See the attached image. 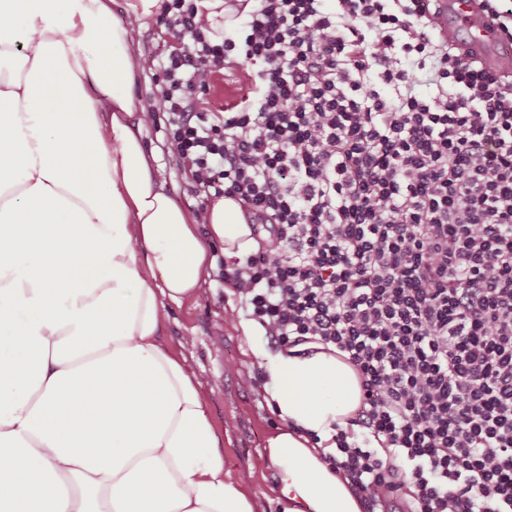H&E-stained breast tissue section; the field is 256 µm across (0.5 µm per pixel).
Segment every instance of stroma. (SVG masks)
Instances as JSON below:
<instances>
[{"label":"stroma","instance_id":"stroma-1","mask_svg":"<svg viewBox=\"0 0 512 512\" xmlns=\"http://www.w3.org/2000/svg\"><path fill=\"white\" fill-rule=\"evenodd\" d=\"M180 46L156 17H149L135 32L134 48L144 65L133 92L145 109L157 108L162 86L160 64ZM248 65L229 56L218 79L196 104L203 112H220L234 103L248 79ZM142 140L155 157L156 179L175 203L190 211L202 207V199L188 188V181L167 149L165 118L146 124ZM163 337L171 346H182L188 363L201 375L210 416L224 458V471L252 495L259 512H286L288 504L274 491L275 469L261 457L267 439L280 425L269 407L268 377L250 354L239 323L244 311L238 299L218 283L208 284L195 297L169 306ZM193 342L182 345L183 337Z\"/></svg>","mask_w":512,"mask_h":512}]
</instances>
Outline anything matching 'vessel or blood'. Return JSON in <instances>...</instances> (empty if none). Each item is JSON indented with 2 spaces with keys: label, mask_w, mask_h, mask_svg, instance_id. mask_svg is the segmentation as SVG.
<instances>
[{
  "label": "vessel or blood",
  "mask_w": 512,
  "mask_h": 512,
  "mask_svg": "<svg viewBox=\"0 0 512 512\" xmlns=\"http://www.w3.org/2000/svg\"><path fill=\"white\" fill-rule=\"evenodd\" d=\"M482 0H431L429 25L445 45L456 48L485 70L512 76V40L486 21Z\"/></svg>",
  "instance_id": "1"
}]
</instances>
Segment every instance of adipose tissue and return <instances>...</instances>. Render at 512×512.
Segmentation results:
<instances>
[{
	"label": "adipose tissue",
	"instance_id": "obj_1",
	"mask_svg": "<svg viewBox=\"0 0 512 512\" xmlns=\"http://www.w3.org/2000/svg\"><path fill=\"white\" fill-rule=\"evenodd\" d=\"M160 0H0V512H256L224 473L199 376L162 340L167 305L255 251L240 204L201 239L158 187L132 88ZM282 421L264 460L288 512H362L326 459L361 383L342 352L269 354ZM317 442H310V435Z\"/></svg>",
	"mask_w": 512,
	"mask_h": 512
}]
</instances>
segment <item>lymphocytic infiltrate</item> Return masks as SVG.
Here are the masks:
<instances>
[{"label": "lymphocytic infiltrate", "mask_w": 512, "mask_h": 512, "mask_svg": "<svg viewBox=\"0 0 512 512\" xmlns=\"http://www.w3.org/2000/svg\"><path fill=\"white\" fill-rule=\"evenodd\" d=\"M168 144L194 193L268 235L219 278L281 349L346 353L356 425L327 462L409 512H512V88L438 45L423 0H253L214 39L163 0ZM250 84L198 112L230 52Z\"/></svg>", "instance_id": "lymphocytic-infiltrate-1"}]
</instances>
